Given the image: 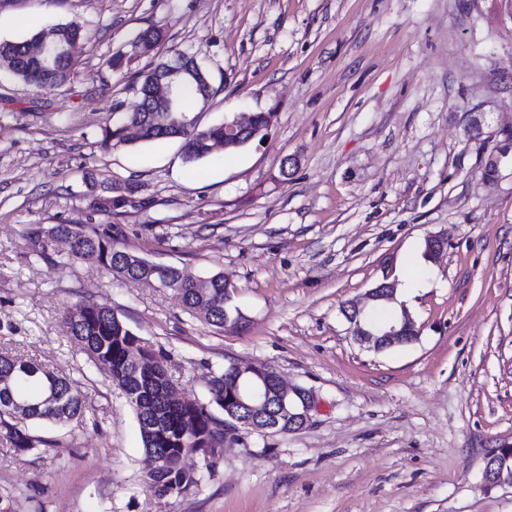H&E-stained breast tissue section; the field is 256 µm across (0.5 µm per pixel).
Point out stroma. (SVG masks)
<instances>
[{
	"label": "stroma",
	"instance_id": "1",
	"mask_svg": "<svg viewBox=\"0 0 512 512\" xmlns=\"http://www.w3.org/2000/svg\"><path fill=\"white\" fill-rule=\"evenodd\" d=\"M68 21L89 37L64 86L0 73V349L73 379L88 412L49 452L0 435V512H512V489L481 479L512 441V0H0V41ZM149 29L162 40L137 47ZM175 50L216 91L199 125L267 112L265 142L193 164L175 140L100 147ZM127 183L121 208L95 209ZM53 224L223 275L242 326L92 260L35 258L29 232ZM411 257L430 281L412 295ZM382 282L419 335L376 352L342 307ZM87 301L169 352L187 395L260 363L314 393L311 423L227 441L200 490L156 501L133 412L66 334Z\"/></svg>",
	"mask_w": 512,
	"mask_h": 512
}]
</instances>
